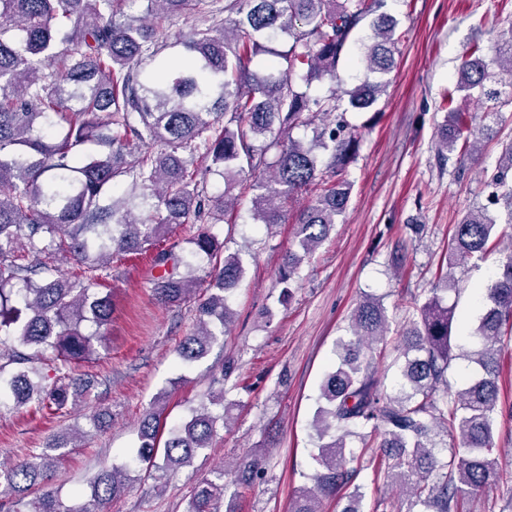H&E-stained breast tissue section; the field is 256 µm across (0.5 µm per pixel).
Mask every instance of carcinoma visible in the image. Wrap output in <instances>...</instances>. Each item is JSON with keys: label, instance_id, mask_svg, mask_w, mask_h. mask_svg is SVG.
<instances>
[{"label": "carcinoma", "instance_id": "cac0c4a2", "mask_svg": "<svg viewBox=\"0 0 512 512\" xmlns=\"http://www.w3.org/2000/svg\"><path fill=\"white\" fill-rule=\"evenodd\" d=\"M144 5L143 15L122 6ZM384 0H0V405L31 403L64 409L76 395L86 400L87 381L72 364L101 340L112 316L110 295L98 291L99 273L112 260L157 248L155 292L168 306L191 298L199 279L189 261L159 248L174 224H200L191 253L211 257L222 249L211 225L235 209L233 190L241 174L253 177L252 218L284 224L279 202L311 187L320 189L297 219L299 251L288 250L278 283L290 291L294 275L328 237L347 208L351 185L339 172L355 152L356 140L338 115L348 96L355 108L373 105L385 90L383 77L395 67L396 22L381 11ZM373 36L364 46L365 66L374 75L351 89H332L311 99L297 85L327 79L341 82L338 66L355 31L369 14ZM225 18H220V15ZM173 15L213 19L194 26L182 40L168 42L161 26ZM288 36V49L276 42ZM181 51L162 56L166 46ZM500 72L490 70L476 47L461 63L456 89L480 90L490 102L486 117L502 119L512 106V35L495 46ZM266 56L270 65L255 69ZM305 144L290 133L313 124ZM472 119L450 108L435 150L443 159L479 162L481 145ZM90 144L100 150L89 153ZM224 177V191L210 196L198 178L200 164ZM131 189L114 196L121 181ZM493 196L512 206V143L487 177ZM509 242L508 252L482 286L484 313L471 334L478 347L465 352L478 372L465 387L448 392L453 312L438 289L420 306L404 332L396 392L383 394L373 362L385 336L386 309L366 295L352 313L354 339L336 346L334 361L319 386L311 426L316 432L317 470L305 476L290 512H320L321 499L350 485L348 438L364 431L380 439V453L367 463L409 494L424 512H465L467 503L502 474L489 458L498 412V345L512 336V233L499 229L485 210L470 211L455 224L446 267L483 261ZM72 256L84 274L69 277L49 259ZM237 254H227L210 271L216 293L197 306L195 330L176 348L185 364L202 358L231 310L228 293L243 280ZM55 362V381L43 369ZM208 404L169 429L160 440V410L144 414L130 459L160 478L189 466L210 447L218 426L227 424L219 379ZM89 430H105L110 416L84 414ZM459 442L448 456L436 438ZM71 447L55 435L32 458L0 467V496L14 512H107L127 489L128 466L101 467L90 479L89 503L70 507L47 487L54 452ZM261 459L239 460L234 482L250 485ZM39 495L29 500L28 494ZM224 471L201 479L187 512H215L226 498Z\"/></svg>", "mask_w": 512, "mask_h": 512}]
</instances>
